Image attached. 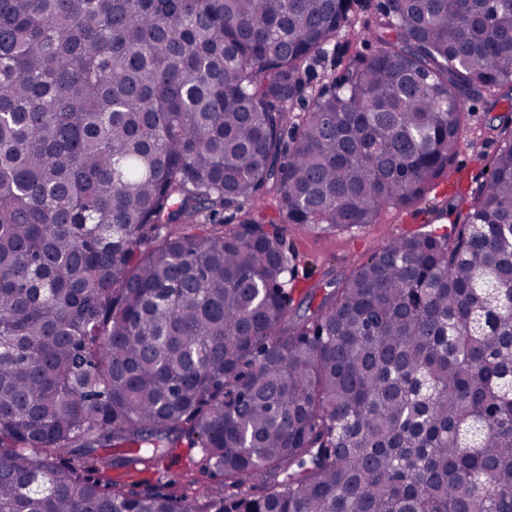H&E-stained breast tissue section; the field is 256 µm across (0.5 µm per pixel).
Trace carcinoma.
<instances>
[{"mask_svg":"<svg viewBox=\"0 0 512 512\" xmlns=\"http://www.w3.org/2000/svg\"><path fill=\"white\" fill-rule=\"evenodd\" d=\"M0 0V512H512V120L450 234L295 317L279 219L425 197L512 94V0ZM200 448L218 494L104 483ZM362 1L363 4L364 1H367L366 4H368V7L362 11H357V15L355 16L356 20L354 21L355 28L348 31L345 30L336 40L334 50L329 52L326 59H321L312 65L315 70L311 77V84L313 86H318V84L328 81L326 76L330 72L331 63L335 58L337 60L339 57L345 55L346 52L355 48L366 55H369L374 50L375 42L364 29V23L366 20H370L376 12L380 0Z\"/></svg>","mask_w":512,"mask_h":512,"instance_id":"1","label":"carcinoma"}]
</instances>
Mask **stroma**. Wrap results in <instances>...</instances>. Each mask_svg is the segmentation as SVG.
<instances>
[{
    "label": "stroma",
    "mask_w": 512,
    "mask_h": 512,
    "mask_svg": "<svg viewBox=\"0 0 512 512\" xmlns=\"http://www.w3.org/2000/svg\"><path fill=\"white\" fill-rule=\"evenodd\" d=\"M380 0H367L368 7L356 15L354 26L337 39L329 58L314 63L312 84L325 82L332 59L356 49L370 54L375 46L365 32L364 23L371 19ZM470 129L467 139L472 147L460 152L450 166L449 177L443 178L437 188L426 194L418 204L404 209L382 212L377 223L364 224L340 233H327L294 224L279 223L278 229L291 251L296 254L295 312L304 314L315 308L328 290L329 283L339 281L358 263L366 260L388 240L425 232H451L463 224L466 210L459 204L460 197L485 178V161L497 150L496 142L476 139L475 133L489 125L498 124L501 117L512 110L508 102L493 103L477 97L470 101ZM112 479L126 484L172 483L176 489L190 494L208 486L219 488L221 476L206 469L202 454L196 448H179L175 458L158 465L117 464L111 470Z\"/></svg>",
    "instance_id": "1"
}]
</instances>
